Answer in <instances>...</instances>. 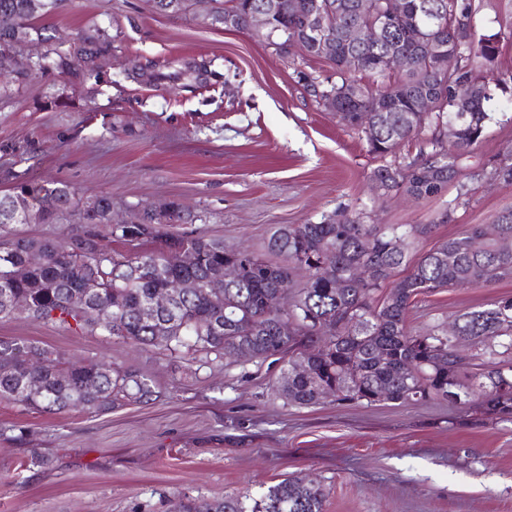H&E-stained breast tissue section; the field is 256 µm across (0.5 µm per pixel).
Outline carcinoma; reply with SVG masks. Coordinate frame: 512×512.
<instances>
[{
	"mask_svg": "<svg viewBox=\"0 0 512 512\" xmlns=\"http://www.w3.org/2000/svg\"><path fill=\"white\" fill-rule=\"evenodd\" d=\"M0 0V14L20 21L28 41L42 46L31 54L29 71L13 75L15 30L0 26V73L23 84L49 70L80 67L85 79L99 78L100 59L112 54V36L97 25L77 33L69 47L39 21L55 12L61 0ZM160 13H180L199 3L195 18L206 26L247 30L252 16L271 3L262 36L275 51L321 57L314 49L315 18L336 51L324 56L335 79L308 78L317 101L332 102L339 121L363 134L369 152L382 161L373 171L372 190L396 191L408 200L436 196L461 172V160L484 137L495 91L505 90L512 75L495 74L498 35L476 37L477 8L472 0H407L388 17L389 0H153ZM351 26L363 31L355 45L346 43ZM436 40L448 44L454 62L447 65L427 51ZM393 52L413 56L403 72L383 68ZM368 81H363V77ZM474 88L468 111L453 105L457 87ZM359 88L357 98L343 88ZM428 98L432 111L420 120L413 107ZM456 128L448 139V125ZM417 158L400 154L410 140ZM490 178L512 181V149L495 161ZM16 186L0 195V229L23 224L33 207L41 223L57 224L74 213L91 225L64 240L17 234L12 248L0 254V319L16 315L12 299L22 296L26 314L62 325L77 334L99 333L135 348L158 347L182 354L187 368L197 356L250 361L288 358L278 391L295 405L314 404L330 396L338 403L406 404L439 400L492 418L512 419V296L488 308L467 310L453 330L437 324L424 330L408 316L419 295L441 288H462L512 277V217L497 225L498 235L483 236L473 226L432 249L419 252L424 228L418 224H366L361 217L334 213L318 223L286 225L266 245L268 257L224 246L221 239L191 232L168 236L164 224H193L197 217L172 201L160 210L146 209L129 224L111 223L112 200L80 196L66 183L35 184L12 174ZM155 228L148 232L144 224ZM157 242L158 248L124 254L112 243L133 246ZM188 247L196 255L189 267L164 261L165 249ZM32 250L45 262L28 265ZM374 269L367 284L356 267ZM240 268L236 280L224 282V266ZM407 274L396 278L400 268ZM186 284L170 307L156 309L155 294L170 280ZM87 281L99 288L78 307L74 298ZM288 318V335L275 330ZM152 379L105 359L73 362L58 350L24 340L0 339V401L44 412L106 411L126 402L153 400ZM327 489L301 479L272 486L252 509L240 497L186 498L179 512H323Z\"/></svg>",
	"mask_w": 512,
	"mask_h": 512,
	"instance_id": "1",
	"label": "carcinoma"
}]
</instances>
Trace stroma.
<instances>
[{
    "mask_svg": "<svg viewBox=\"0 0 512 512\" xmlns=\"http://www.w3.org/2000/svg\"><path fill=\"white\" fill-rule=\"evenodd\" d=\"M476 2L477 34L501 33L497 67L512 73V0ZM94 22L113 39L99 80L52 70L0 89V193L12 169L109 196L118 222L174 200L196 214L194 231L257 252L278 227L337 211L423 225L424 251L512 212V183L486 176L512 147V88L496 92L458 179L407 204L372 192L378 162L364 139L309 93L306 76H332L329 61L279 57L254 32L162 14L152 0H61L46 20L66 44ZM180 58L210 61V86L122 76L132 63L163 70ZM506 295L512 278L444 288L420 296L409 320L445 325ZM1 337L111 359L150 377L158 396L92 413L0 402V512H176L185 495L252 501L288 478L323 484L324 512H512V421L445 401L294 406L276 390L284 363L214 360L192 373L169 352L24 314L0 320ZM37 453L53 468L24 467Z\"/></svg>",
    "mask_w": 512,
    "mask_h": 512,
    "instance_id": "stroma-1",
    "label": "stroma"
}]
</instances>
